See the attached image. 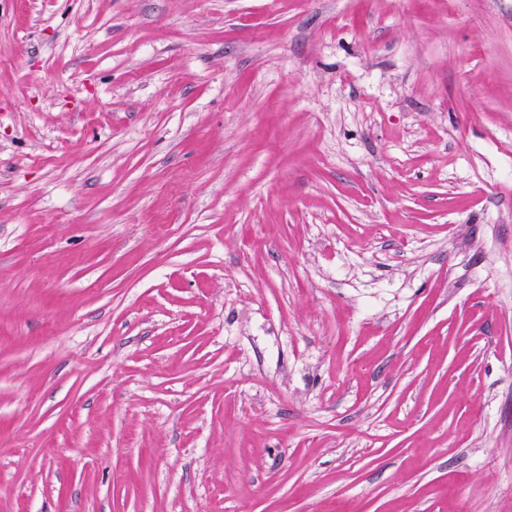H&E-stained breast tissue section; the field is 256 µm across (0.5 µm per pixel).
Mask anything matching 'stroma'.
<instances>
[{
  "mask_svg": "<svg viewBox=\"0 0 512 512\" xmlns=\"http://www.w3.org/2000/svg\"><path fill=\"white\" fill-rule=\"evenodd\" d=\"M0 512H512V0H0Z\"/></svg>",
  "mask_w": 512,
  "mask_h": 512,
  "instance_id": "35a3bbf8",
  "label": "stroma"
}]
</instances>
